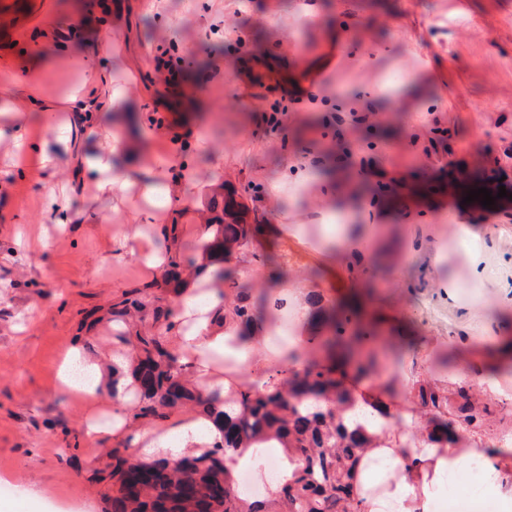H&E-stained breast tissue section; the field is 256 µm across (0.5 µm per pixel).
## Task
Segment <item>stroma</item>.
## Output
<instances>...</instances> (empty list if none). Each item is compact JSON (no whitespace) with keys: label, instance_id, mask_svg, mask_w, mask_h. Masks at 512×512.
<instances>
[{"label":"stroma","instance_id":"stroma-1","mask_svg":"<svg viewBox=\"0 0 512 512\" xmlns=\"http://www.w3.org/2000/svg\"><path fill=\"white\" fill-rule=\"evenodd\" d=\"M182 58L164 83L153 58ZM95 66L122 93L95 123L65 108ZM32 80L57 106L6 101ZM289 102L288 130L261 115ZM371 106L369 125L337 119ZM155 135L146 138L142 126ZM124 151L109 154L113 138ZM44 147L52 163L26 166L17 142ZM134 173L171 152L193 167L186 199L151 209L138 189L119 194L77 172L75 145ZM501 167L512 180V0H0V497L10 512H109L105 468L123 438L88 434L91 420L125 409L113 396L111 357L125 356L113 306L140 291L135 330L173 305L166 270L145 257L199 240L220 185L254 209L261 232L238 268L254 293L320 291L326 301L366 297L378 344L414 343L398 372L401 425L419 407L411 390L427 361L450 356L455 377L479 372L484 393L512 404L499 346L512 338V223L467 208L457 174ZM384 168L390 189L372 176ZM344 218L331 241L326 211ZM474 224L490 276L474 284L459 221ZM135 254L118 249L129 223ZM177 225V238L165 230ZM305 317L265 331L251 359H210L212 379L256 381L281 362ZM101 361L100 400L65 391L67 349ZM469 468L440 477L436 498L462 495L457 512H500L512 480Z\"/></svg>","mask_w":512,"mask_h":512}]
</instances>
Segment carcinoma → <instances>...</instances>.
I'll use <instances>...</instances> for the list:
<instances>
[{
  "label": "carcinoma",
  "instance_id": "carcinoma-1",
  "mask_svg": "<svg viewBox=\"0 0 512 512\" xmlns=\"http://www.w3.org/2000/svg\"><path fill=\"white\" fill-rule=\"evenodd\" d=\"M222 213L204 225L199 243L169 255V278L179 280L177 269L200 250L199 269L212 266L210 275L224 281L234 296L224 319L242 329L243 338L252 327L265 326L259 310L269 315H288V297L253 300L252 289L240 280L232 266L234 256L245 249L253 225L239 222L247 208L228 188L222 195ZM307 318L314 331L303 340L305 347L326 354H341V362L306 363L295 367L296 352L286 362L269 370L263 384L225 381L224 388H199L191 384L190 365L169 346L167 333L174 328L171 308H156L155 322H164L154 332H135L131 340L130 384L124 392L134 396L133 419H163L183 407L198 409V416L212 421L220 438L201 452H189L192 468L184 470L176 461L158 458L143 462L116 449L112 452L111 512H374L380 493L369 486L366 472L385 456L401 459V476L412 487L413 499H423V482L435 475L440 456H448V443L459 433L482 435L499 403L479 405L469 388L454 384L440 390L427 378H416L412 390L426 408L424 425L407 433L396 427L397 415L379 396H366L349 384L345 375L381 381L379 390L391 392L395 379L382 380L388 363L397 356L369 341L376 328L352 321L355 314L325 304L320 293L306 299ZM282 448L288 468L275 492L265 499L251 500L238 492L228 462L248 449ZM150 472L154 481L143 495L130 497L124 487L129 477Z\"/></svg>",
  "mask_w": 512,
  "mask_h": 512
}]
</instances>
